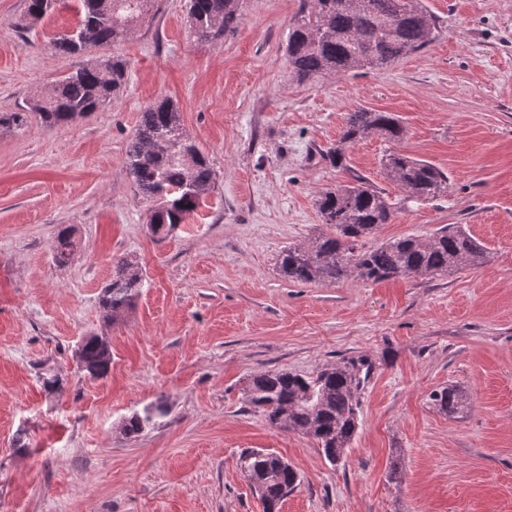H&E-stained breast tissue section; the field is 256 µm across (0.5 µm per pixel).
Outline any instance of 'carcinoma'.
I'll use <instances>...</instances> for the list:
<instances>
[{"instance_id": "carcinoma-1", "label": "carcinoma", "mask_w": 512, "mask_h": 512, "mask_svg": "<svg viewBox=\"0 0 512 512\" xmlns=\"http://www.w3.org/2000/svg\"><path fill=\"white\" fill-rule=\"evenodd\" d=\"M60 0H26L24 17L39 21L56 9ZM76 27L56 39L54 46L66 57L124 38L128 23L152 17L155 0H79ZM241 0H188L190 34L200 43L211 42L237 30ZM345 0H304L288 32V64L300 79L313 75H340L380 68L400 57L426 48L438 25L421 0H357L351 10ZM127 80V64L119 56L79 62L61 80L27 101L20 112H1L0 128L20 127L30 113L47 128L84 117L98 110L120 91ZM371 135L390 141L404 137L400 120L390 112L361 109L348 114L340 144L330 152L336 164L346 147ZM386 177L404 193L403 201L436 200L448 192V175L433 164L391 152L382 158ZM125 167L137 193L153 203L148 224L153 235L165 237L199 207L215 184L212 160L185 132L179 108L169 99L147 105L132 134ZM324 223L332 227L313 240L290 245L280 254V272L297 283H334L348 276L381 281L418 275L430 279L483 264L484 246L463 226L449 224L426 238H399L365 246L382 225L388 224L395 204L363 179L329 191L319 201ZM77 248L71 227L58 230L55 259L63 265ZM143 288L137 260L120 259L112 280L102 290L99 305L115 320L136 302ZM80 368L92 378L108 373L110 343L97 336L82 340ZM371 364L363 359L336 364L314 377L291 372H268L253 377L247 390L251 407L272 426L317 440L325 459L339 462L359 427L358 391ZM431 404L453 418L465 407L463 392L449 385L429 394ZM165 413L161 401L126 418L123 432L136 436ZM243 468L268 512L297 487L290 464L279 465L265 451L242 457Z\"/></svg>"}]
</instances>
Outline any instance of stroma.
<instances>
[{
  "label": "stroma",
  "instance_id": "stroma-1",
  "mask_svg": "<svg viewBox=\"0 0 512 512\" xmlns=\"http://www.w3.org/2000/svg\"><path fill=\"white\" fill-rule=\"evenodd\" d=\"M300 2L242 0L237 32L199 43L186 0H157L134 34L87 54L126 60L117 97L53 129L35 117L0 129V512H265L241 466L256 449L298 475L279 512H512V0H423L439 26L426 48L303 82L285 53ZM24 7L0 0V112L74 65L52 47L73 8L20 30ZM164 97L217 184L159 241L125 152L142 109ZM360 109L397 114L406 135L363 139L336 166L327 152ZM392 151L434 164L449 189L398 209L379 239L460 224L484 263L432 280L288 281L281 251L328 229L322 192L361 176L401 197L382 170ZM62 226L79 247L60 266ZM126 256L143 288L109 322L99 296ZM86 336L112 347L103 378L78 368ZM359 359L372 370L337 464L246 402L257 374ZM448 384L467 397L454 418L428 401ZM159 400L166 414L124 435Z\"/></svg>",
  "mask_w": 512,
  "mask_h": 512
}]
</instances>
